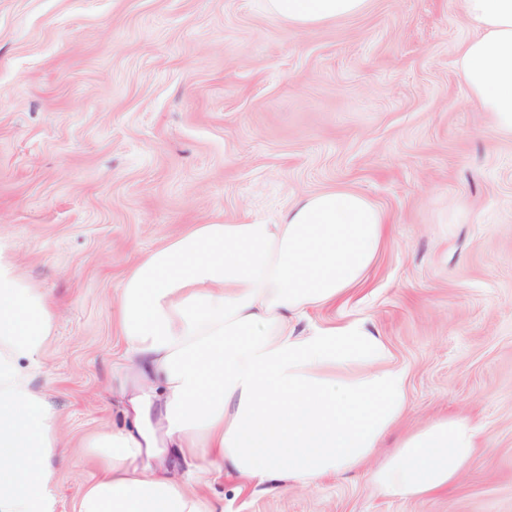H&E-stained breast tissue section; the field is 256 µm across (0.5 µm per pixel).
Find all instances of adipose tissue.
<instances>
[{
    "label": "adipose tissue",
    "instance_id": "1",
    "mask_svg": "<svg viewBox=\"0 0 512 512\" xmlns=\"http://www.w3.org/2000/svg\"><path fill=\"white\" fill-rule=\"evenodd\" d=\"M315 28L368 0H265ZM473 31L456 51L478 111L512 135V0H455ZM391 235L363 194L327 190L279 223L193 224L139 255L116 288L119 334L143 386L131 429L86 443L97 474L75 512H223L175 479L143 420L157 407L179 461L205 459L257 486L309 487L369 470L383 495L448 491L474 463L478 429L438 415L372 464L409 412L408 371L367 318L312 325L311 311L362 284ZM54 305L0 241V512H57L58 410L35 386Z\"/></svg>",
    "mask_w": 512,
    "mask_h": 512
}]
</instances>
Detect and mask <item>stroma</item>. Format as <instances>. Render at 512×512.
Returning a JSON list of instances; mask_svg holds the SVG:
<instances>
[{
    "mask_svg": "<svg viewBox=\"0 0 512 512\" xmlns=\"http://www.w3.org/2000/svg\"><path fill=\"white\" fill-rule=\"evenodd\" d=\"M471 31L451 0H369L302 29L265 0H0V238L53 299L35 379L66 444L59 512L130 427L114 290L135 253L188 224L277 223L327 189L365 195L392 237L327 325L362 315L409 370L412 428L481 431L451 492L403 500L361 472L262 492L196 482L224 512H512V137L454 65Z\"/></svg>",
    "mask_w": 512,
    "mask_h": 512,
    "instance_id": "obj_1",
    "label": "stroma"
}]
</instances>
